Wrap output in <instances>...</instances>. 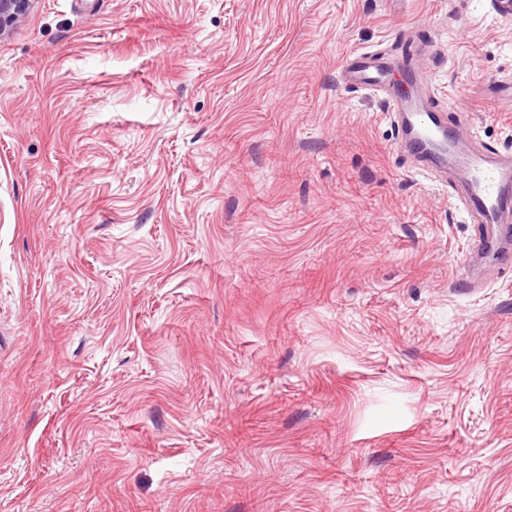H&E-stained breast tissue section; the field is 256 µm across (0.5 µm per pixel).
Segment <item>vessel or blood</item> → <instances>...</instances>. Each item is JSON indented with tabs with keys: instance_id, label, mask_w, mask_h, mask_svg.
I'll return each instance as SVG.
<instances>
[{
	"instance_id": "1",
	"label": "vessel or blood",
	"mask_w": 512,
	"mask_h": 512,
	"mask_svg": "<svg viewBox=\"0 0 512 512\" xmlns=\"http://www.w3.org/2000/svg\"><path fill=\"white\" fill-rule=\"evenodd\" d=\"M390 74L387 63L371 52H350L341 66V77L347 85L388 91V112L397 125L403 152L423 167L443 170L450 133L447 115L406 106ZM456 163L466 176L464 201L481 227L475 253L492 255L502 264L512 262V158L469 151L459 155Z\"/></svg>"
}]
</instances>
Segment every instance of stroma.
Instances as JSON below:
<instances>
[{
	"instance_id": "obj_1",
	"label": "stroma",
	"mask_w": 512,
	"mask_h": 512,
	"mask_svg": "<svg viewBox=\"0 0 512 512\" xmlns=\"http://www.w3.org/2000/svg\"><path fill=\"white\" fill-rule=\"evenodd\" d=\"M490 0H39L0 41V512H512V266L353 50L512 151Z\"/></svg>"
}]
</instances>
